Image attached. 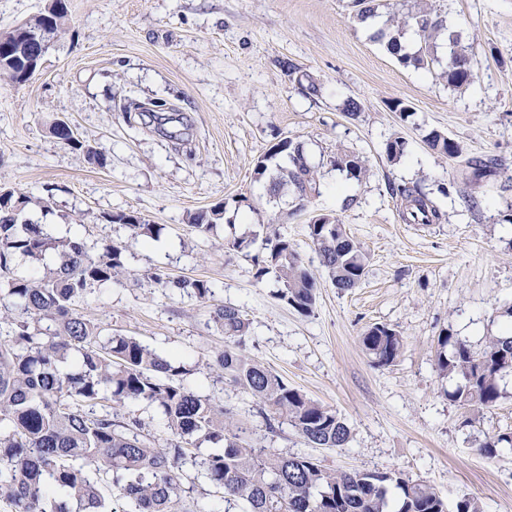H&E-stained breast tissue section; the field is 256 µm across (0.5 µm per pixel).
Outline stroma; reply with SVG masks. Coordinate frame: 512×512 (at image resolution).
Instances as JSON below:
<instances>
[{"mask_svg":"<svg viewBox=\"0 0 512 512\" xmlns=\"http://www.w3.org/2000/svg\"><path fill=\"white\" fill-rule=\"evenodd\" d=\"M429 2L472 48L467 88L448 87L438 69L398 64L354 20L352 0H67V27L37 71L20 86L0 80V187L26 195L27 218L53 236L124 245L125 277L91 291L80 312L181 358L191 368L185 385L230 410L252 445L307 451L331 469L400 472L447 505L470 497L482 512H512V452L477 449L485 435L512 432V385L493 408L462 406L436 366L443 332L479 350L512 323V0ZM309 78L317 93L302 90ZM126 98L161 103L163 124L117 111ZM350 99L358 118L344 111ZM399 99L409 115L393 110ZM57 119L83 149L51 133ZM434 129L462 155L433 149ZM286 137L305 142L318 171L319 193L299 213L292 193L270 200L254 175ZM396 137L406 149L391 162L383 147ZM88 145L106 166L88 160ZM339 151L364 161L363 180L333 167ZM473 158L501 165L477 180ZM394 183L418 184L442 223H404ZM219 202L225 216L201 238L186 217ZM129 210L163 225L160 239L132 242L125 225L104 219ZM318 214L338 217L367 252L357 288H336L321 266L308 230ZM271 218L315 280L311 314L277 298L274 275L256 276V237ZM236 238L248 247L230 249ZM157 270L207 280L213 294L164 291L150 280ZM220 305L249 319L246 355L345 419L346 447L308 448L209 369L225 345L211 320ZM376 325L403 338L392 365H375L362 344Z\"/></svg>","mask_w":512,"mask_h":512,"instance_id":"stroma-1","label":"stroma"}]
</instances>
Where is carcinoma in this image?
I'll use <instances>...</instances> for the list:
<instances>
[{"mask_svg": "<svg viewBox=\"0 0 512 512\" xmlns=\"http://www.w3.org/2000/svg\"><path fill=\"white\" fill-rule=\"evenodd\" d=\"M356 18L380 17L377 0H354ZM443 20L424 0H396L373 39L405 67L426 69L439 62L436 38ZM414 34L407 44L406 34ZM439 76L453 88L473 82L472 49L455 32L447 34V57ZM52 134L76 148L60 122ZM434 149L458 157L460 143L431 130ZM86 149V148H84ZM88 159L106 165L103 154L86 149ZM333 166L359 179L365 163L338 152ZM256 178L265 180L271 197L285 189L309 198L319 193L316 166L302 141L284 138L259 158ZM399 214L407 224H437L442 213L416 185H393ZM29 200L0 188V501L12 512H110L101 482H109L125 501L122 512H178L184 488L183 468H201L227 504L225 512H448L433 487L400 472L332 470L305 454L283 455L256 448L245 429L224 406L183 383L190 372L176 358H164L137 339L104 335L103 328L79 310L95 286L109 285L124 274L125 247L103 243L95 251L75 236L53 237L44 225L26 217ZM224 205L191 213L187 223L208 236L224 219ZM124 224L136 241H156L163 227L135 211L106 216ZM320 263L341 290L357 287L367 255L334 216L319 215L308 225ZM16 256L40 264L41 275H18ZM256 277L275 274L278 299L303 314L315 304V281L293 245L279 235L264 239L255 258ZM161 288H188L201 301L212 295L208 281L172 278L154 272ZM224 332V351L213 366L246 394L268 407L272 418L288 422L314 448H342L351 429L333 409L289 387L277 374L238 350L250 322L238 309L212 312ZM375 363L388 366L403 348L400 334L375 325L362 336ZM437 368L458 382L448 399L463 406L494 407L503 381L512 377V329L489 337L480 351L449 333L439 338ZM144 403L167 421L174 439L157 448L136 417L112 415V404ZM207 442L206 455L192 450ZM512 451V435H488L478 451L493 457Z\"/></svg>", "mask_w": 512, "mask_h": 512, "instance_id": "carcinoma-1", "label": "carcinoma"}]
</instances>
